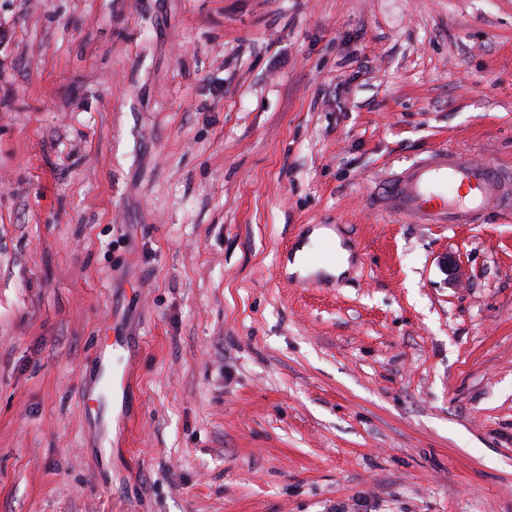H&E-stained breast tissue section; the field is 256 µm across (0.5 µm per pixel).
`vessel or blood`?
<instances>
[{
  "label": "vessel or blood",
  "instance_id": "b4317fda",
  "mask_svg": "<svg viewBox=\"0 0 512 512\" xmlns=\"http://www.w3.org/2000/svg\"><path fill=\"white\" fill-rule=\"evenodd\" d=\"M370 203L411 224H477L492 212L512 211V170L436 150L392 171Z\"/></svg>",
  "mask_w": 512,
  "mask_h": 512
}]
</instances>
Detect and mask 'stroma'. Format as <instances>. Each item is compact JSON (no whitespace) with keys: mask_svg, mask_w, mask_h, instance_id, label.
Listing matches in <instances>:
<instances>
[{"mask_svg":"<svg viewBox=\"0 0 512 512\" xmlns=\"http://www.w3.org/2000/svg\"><path fill=\"white\" fill-rule=\"evenodd\" d=\"M434 149L512 166V0H0V512H512V212L368 204ZM326 241H330L332 243L333 249L336 251V261L329 259V264L324 265V268L330 273L339 274L347 267V251L340 246L338 239L331 236L330 234H321L319 232H315L311 236L312 243L323 244Z\"/></svg>","mask_w":512,"mask_h":512,"instance_id":"1","label":"stroma"}]
</instances>
